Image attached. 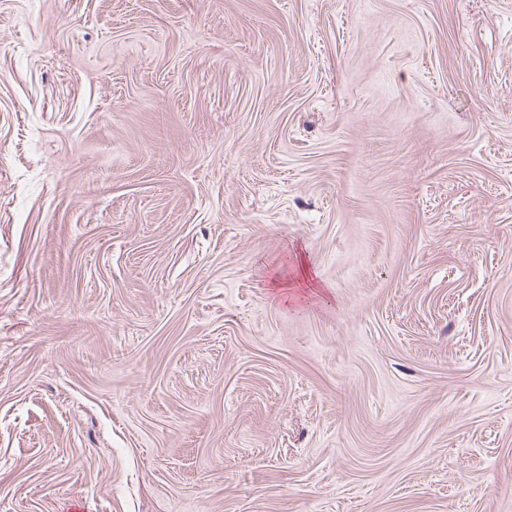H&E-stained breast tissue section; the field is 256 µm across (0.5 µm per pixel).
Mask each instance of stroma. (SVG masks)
Listing matches in <instances>:
<instances>
[{
    "instance_id": "stroma-1",
    "label": "stroma",
    "mask_w": 512,
    "mask_h": 512,
    "mask_svg": "<svg viewBox=\"0 0 512 512\" xmlns=\"http://www.w3.org/2000/svg\"><path fill=\"white\" fill-rule=\"evenodd\" d=\"M75 502L512 512V0H0V512Z\"/></svg>"
}]
</instances>
